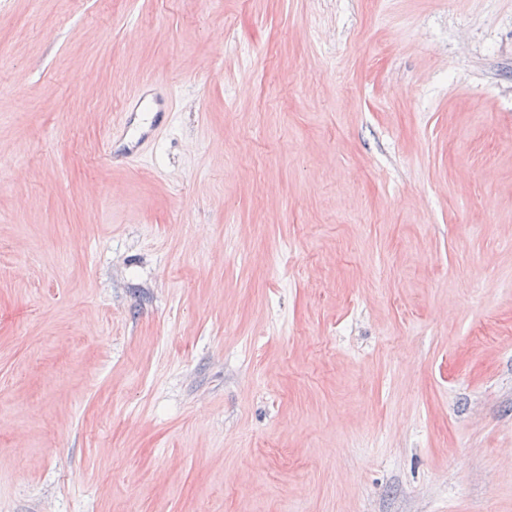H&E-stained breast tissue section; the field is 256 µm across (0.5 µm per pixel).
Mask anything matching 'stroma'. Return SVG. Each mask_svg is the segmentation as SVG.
Segmentation results:
<instances>
[{
  "mask_svg": "<svg viewBox=\"0 0 512 512\" xmlns=\"http://www.w3.org/2000/svg\"><path fill=\"white\" fill-rule=\"evenodd\" d=\"M0 154V512H512V0H0Z\"/></svg>",
  "mask_w": 512,
  "mask_h": 512,
  "instance_id": "35a3bbf8",
  "label": "stroma"
}]
</instances>
